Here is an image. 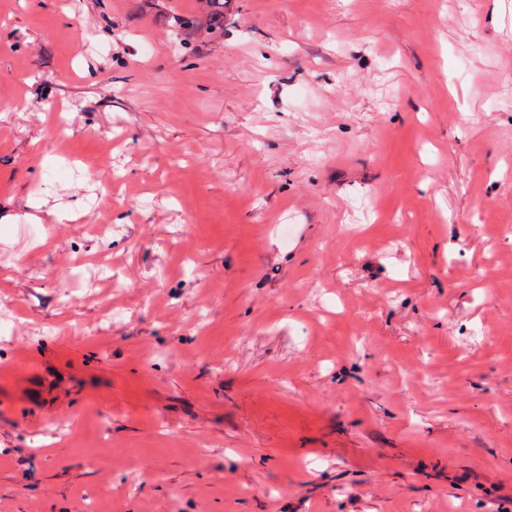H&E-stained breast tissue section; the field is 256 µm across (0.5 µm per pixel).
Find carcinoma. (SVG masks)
I'll list each match as a JSON object with an SVG mask.
<instances>
[{"instance_id":"1","label":"carcinoma","mask_w":512,"mask_h":512,"mask_svg":"<svg viewBox=\"0 0 512 512\" xmlns=\"http://www.w3.org/2000/svg\"><path fill=\"white\" fill-rule=\"evenodd\" d=\"M226 0H199L195 10L184 15L164 12L160 0H138L141 12H153L164 19L171 32V48L177 53L195 50V44L187 41V33L203 29V39L224 37V5Z\"/></svg>"}]
</instances>
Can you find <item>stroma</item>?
I'll return each mask as SVG.
<instances>
[{"label":"stroma","instance_id":"1","mask_svg":"<svg viewBox=\"0 0 512 512\" xmlns=\"http://www.w3.org/2000/svg\"><path fill=\"white\" fill-rule=\"evenodd\" d=\"M97 2L0 0V512H512V0ZM195 10L184 15H170L161 8L159 0H138L141 12H153L164 19L171 32V48L177 53L194 51L195 43H189L187 33L203 28L202 41L224 36V5L229 0H196Z\"/></svg>","mask_w":512,"mask_h":512}]
</instances>
